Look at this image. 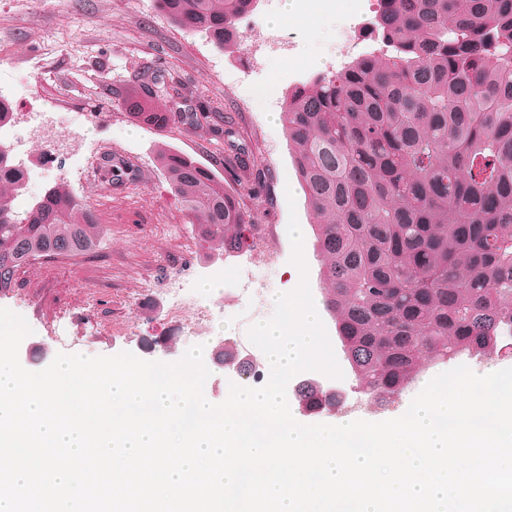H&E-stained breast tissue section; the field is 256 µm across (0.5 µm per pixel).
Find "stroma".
<instances>
[{"mask_svg":"<svg viewBox=\"0 0 512 512\" xmlns=\"http://www.w3.org/2000/svg\"><path fill=\"white\" fill-rule=\"evenodd\" d=\"M283 4L284 0H259L254 13L238 24L243 49L224 53L201 35L174 27L157 12L153 0H0V71L20 80L22 95L35 108L52 101L58 85L67 84L73 93L63 102V111L96 115L82 146L95 174L71 167L61 171L76 197L98 212L94 248L78 262L33 260L13 288L0 292V308L23 316L31 328L19 347L25 369L42 370L60 352H130L147 361L172 363L200 344L210 372L208 400L222 402L230 374L215 364L216 351L230 342L249 346V328L272 315L275 295L297 286L288 235L293 216L303 231V257L315 308L343 372L334 385L354 404L351 418L379 422L400 417L430 380L458 365L480 375L512 367V349L507 348L491 361L463 355L430 363L391 406L357 407L354 375L323 302L313 219L281 121L289 90L323 72L337 43L346 37L357 4L324 0L318 14L320 39L312 38L305 23L294 22L284 32L295 51L272 54L263 39L275 33L272 20ZM151 61L199 81L219 102L221 112L232 117L252 148L256 165L270 173L261 201H244L251 222L236 253L221 255L201 240L156 162L155 146L164 142L194 156L233 191H245L248 173L231 169L223 144L203 133L177 123L160 131L134 124L127 115V100L141 93L136 65ZM275 72L280 75L279 101L262 103L255 92ZM109 161L129 169L130 178L105 181L99 171ZM274 235L280 238L282 258L277 267L269 268L263 242ZM242 265L256 272V294L246 306L235 303L236 292L244 285L238 276ZM175 281L190 288L201 303L223 308V315L200 326L190 313L170 317L167 290ZM162 336L171 338V352L147 349L148 341Z\"/></svg>","mask_w":512,"mask_h":512,"instance_id":"35a3bbf8","label":"stroma"}]
</instances>
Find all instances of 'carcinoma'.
Listing matches in <instances>:
<instances>
[{
	"mask_svg": "<svg viewBox=\"0 0 512 512\" xmlns=\"http://www.w3.org/2000/svg\"><path fill=\"white\" fill-rule=\"evenodd\" d=\"M256 0H154L175 27L229 52ZM377 31L392 42L343 71L288 92L282 121L315 224L326 305L357 387L386 407L426 362L493 359L512 330V0H380ZM129 118L178 123L239 144L189 77L141 67ZM157 160L200 237L240 246L243 195L211 168L158 143ZM25 170L0 153V292L40 256H72L95 239L92 210L57 181L26 211ZM343 393L317 379L295 397L330 413Z\"/></svg>",
	"mask_w": 512,
	"mask_h": 512,
	"instance_id": "obj_1",
	"label": "carcinoma"
}]
</instances>
